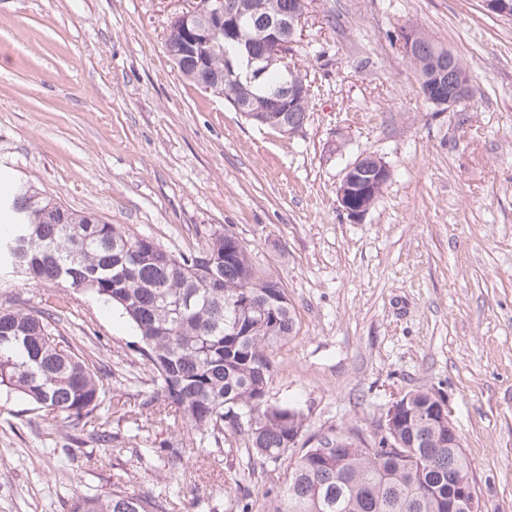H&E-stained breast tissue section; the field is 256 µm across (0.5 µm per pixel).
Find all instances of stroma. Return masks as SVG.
<instances>
[{"instance_id":"1","label":"stroma","mask_w":512,"mask_h":512,"mask_svg":"<svg viewBox=\"0 0 512 512\" xmlns=\"http://www.w3.org/2000/svg\"><path fill=\"white\" fill-rule=\"evenodd\" d=\"M189 0H0V176L26 180L179 256L228 230L278 278L295 330L268 398L296 405L298 444L374 438L389 406L439 394L483 512H512V21L483 0H310L293 60L312 84L286 136L184 79L165 41ZM413 26L464 60L474 94L427 106L396 36ZM391 178L362 222L338 208L357 158ZM49 289L0 275V309ZM59 325L101 369L112 443L55 427L0 391V512H68L113 476L173 512H264L290 459L249 469L243 436L182 473L135 455L176 436L138 404L152 390L121 312L69 291Z\"/></svg>"}]
</instances>
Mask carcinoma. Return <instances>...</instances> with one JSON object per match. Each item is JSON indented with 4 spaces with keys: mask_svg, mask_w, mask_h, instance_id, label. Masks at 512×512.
<instances>
[{
    "mask_svg": "<svg viewBox=\"0 0 512 512\" xmlns=\"http://www.w3.org/2000/svg\"><path fill=\"white\" fill-rule=\"evenodd\" d=\"M224 0L239 13L243 32L256 36L251 49L265 54L261 37L272 16L307 10L308 0ZM232 27L217 37L207 56L193 47V33L172 30L166 46L178 71L202 89L224 95L238 112L259 104L275 131L300 127L309 101L271 97L284 82L278 66L265 84L252 85L225 71L222 46ZM420 82L433 83L427 103L448 97V50L426 36L407 57ZM0 270L55 286L46 310L0 312V389L19 394L47 421L86 431L93 442L112 441V401L90 356L61 336L66 300L59 289L91 293L118 308L139 338V355L150 367L154 390L144 406L185 425L161 448H146L174 474L191 456L220 447L224 432H247L248 460L275 464L295 456L285 484L266 492L267 512H448V487L471 476L463 451L450 448L429 428L432 392L409 396L393 432L376 433L362 448H297L304 418L293 406L268 402L274 349L288 341L295 319L279 279L259 274L248 249L226 230L209 236L189 255L176 257L154 239L121 224H103L72 211L32 186L18 184L0 196ZM171 501L136 496L117 478L108 491L77 492L70 512H169Z\"/></svg>",
    "mask_w": 512,
    "mask_h": 512,
    "instance_id": "cac0c4a2",
    "label": "carcinoma"
}]
</instances>
